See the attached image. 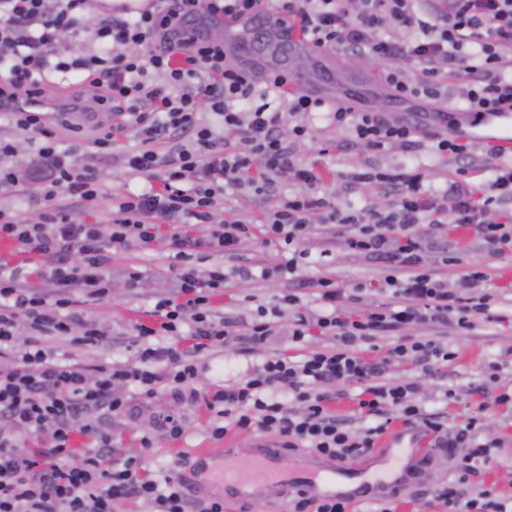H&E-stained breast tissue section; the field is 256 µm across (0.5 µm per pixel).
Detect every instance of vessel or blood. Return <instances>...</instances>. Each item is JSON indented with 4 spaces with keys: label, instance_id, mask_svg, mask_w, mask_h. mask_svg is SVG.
<instances>
[{
    "label": "vessel or blood",
    "instance_id": "1",
    "mask_svg": "<svg viewBox=\"0 0 512 512\" xmlns=\"http://www.w3.org/2000/svg\"><path fill=\"white\" fill-rule=\"evenodd\" d=\"M448 128L461 138L493 148L503 158H512V108L504 106L477 115L452 108ZM424 444V438L414 433L407 445L376 448L375 468L370 472L314 467L301 463L286 449L261 448L246 465L225 460L218 479L228 499L247 500L269 490L282 496L293 489L322 498L376 499L407 482L415 455Z\"/></svg>",
    "mask_w": 512,
    "mask_h": 512
}]
</instances>
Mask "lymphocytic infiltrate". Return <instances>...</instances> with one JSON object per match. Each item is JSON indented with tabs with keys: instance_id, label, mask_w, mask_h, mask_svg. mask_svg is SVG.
I'll use <instances>...</instances> for the list:
<instances>
[{
	"instance_id": "1",
	"label": "lymphocytic infiltrate",
	"mask_w": 512,
	"mask_h": 512,
	"mask_svg": "<svg viewBox=\"0 0 512 512\" xmlns=\"http://www.w3.org/2000/svg\"><path fill=\"white\" fill-rule=\"evenodd\" d=\"M90 0H0V112L33 146L26 169L12 165L16 146L0 139V186H40L42 220L32 224L18 212L0 209V241L7 240L40 264L28 270L0 261V512H112L119 500H144L154 512H224L215 498L196 506L189 487L147 475L136 458H117L113 419L130 415L122 395L135 386L140 397L167 390L175 400L203 402L212 419L208 431L221 440L229 432L270 433L277 447L308 448L344 460L372 453L392 424L421 427L434 447L447 452L454 478L433 490L442 512H512L507 498L471 486L493 448L483 439L489 405L511 404L512 393L478 400L456 424L446 412L427 411L417 381H393L389 367L412 362L428 368L455 354L431 333L446 327L462 333L490 321L492 295L483 269L471 267L448 284L442 266L459 264L449 251L445 217L465 228L490 255L512 251V169L486 159L490 178L481 198H473L463 177L472 155L466 145L422 125L415 118L356 111L343 101H327L294 86L287 72H260L233 62L223 40L210 37L201 21L241 18L277 20L310 49H338L384 61L380 80L400 101L439 100L448 75L462 79L465 108L491 111L512 104V0H150L128 15L105 11L87 24ZM402 31L387 37L383 28ZM77 40L62 54L60 37ZM77 73L82 100L112 115L86 151L80 141L59 143L39 113L22 104L51 74ZM327 108L334 128L344 130L340 151L371 152L389 146L410 148L427 139L433 151L457 165V179L437 194L424 187L421 168L398 172L369 169L354 182L370 184L390 200L388 208H343L309 194L322 180L313 167L295 162L292 140L282 132L283 115ZM238 135L224 142L202 112ZM134 134L137 151L125 155L129 175L145 177L141 193L113 199L106 224L83 223L75 209L96 208L102 199L96 164L116 136ZM301 192L279 196L265 223L267 237L291 248L285 266L263 268L271 279L295 271L305 258L301 245L313 225L331 228L352 252L377 264L380 285L393 291L391 303L349 313L362 286L345 290L326 278L293 279L271 305L238 322L219 316L212 298L232 279L249 275L225 266L254 235L253 225L229 217L213 223L228 191L239 188L263 196L281 180ZM171 220L176 297L159 298L147 321L134 327L138 362L91 367L57 357L46 343L76 338L88 347L109 344L96 322L78 310L80 290L93 300L111 291L110 251L133 246L154 250L161 226ZM209 227L205 242L219 263L207 272L196 266L199 245L187 227ZM317 291V306L302 302L303 290ZM293 320L288 334L303 342L311 330L330 346L298 362L274 352L234 383L198 391V354L239 341L244 355L266 345L284 311ZM30 336L17 343L19 324ZM422 328L408 336L409 328ZM395 337L384 358L365 359L359 344ZM362 388L357 411L364 425L352 429L336 414L334 386Z\"/></svg>"
}]
</instances>
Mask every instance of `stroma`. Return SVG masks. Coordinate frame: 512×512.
I'll return each instance as SVG.
<instances>
[{"label":"stroma","instance_id":"stroma-1","mask_svg":"<svg viewBox=\"0 0 512 512\" xmlns=\"http://www.w3.org/2000/svg\"><path fill=\"white\" fill-rule=\"evenodd\" d=\"M241 63L262 61L267 67L290 72L305 81L316 95L329 100L341 98L358 90L363 109L375 112H398L400 102L391 98L387 88L379 81V65L365 68L354 66L351 55L340 51L316 53L297 45L277 44L273 41L271 27L267 24H252L237 36ZM308 128L305 138L295 144L294 156L297 161L315 167L325 175L322 183L313 187L316 196L339 204H369L387 206L386 198L378 196L374 189L353 185L352 176L359 168L370 165L383 170L394 169L408 164H418L427 169L429 177L425 186L431 190L445 188L447 179L453 178L454 167L439 158L431 149L429 141H422L414 149L390 146L378 153H341L330 148V141L342 138V131L331 127L325 114L314 113L297 118L284 119L283 134L291 136L295 125ZM139 145L134 136L120 137L112 146V154L97 165V174L103 191L100 204L85 213V222H107L111 216L113 196L140 192L145 179L128 175L123 166V157ZM275 205L271 196L257 197L249 192L229 191L223 209L217 210L214 219L222 221L224 216L238 214L248 218L255 225H262L264 215ZM448 246L460 250L467 265L484 269L488 274L486 287L493 295L491 313L495 320L479 323L473 331L460 336L451 331L443 332L441 339L456 353L454 360L438 370L425 372L422 367L392 365L389 375L393 378L418 381L419 401L425 409L447 411L449 418H459L470 411L472 402L480 395L495 396L502 391H512V253L499 257L489 256L479 242L464 231L449 233ZM304 248L308 253L301 260L295 272L299 278H329L337 286L349 288L362 284L363 302L380 305L389 302L390 296L379 288L381 272L379 267L365 258L349 252L344 244L322 226H313L309 241ZM289 257L283 244L267 240L263 233L246 242L236 258L237 265L248 267L253 275L237 278L216 297L215 307L224 317L249 321L254 305L250 296H258L263 302H274L288 286L287 279L264 280L259 272L265 267L284 263ZM173 258L167 244H160L155 250L142 252L128 247L113 250L112 290L108 297L99 301H84L83 307L91 318L98 321L108 335L111 344L91 348L81 347L68 341H55L58 356L69 361L94 365L100 362H121L135 364L137 344L133 325L150 310L157 298L173 297L178 292V283L172 269ZM138 273V282H130V273ZM290 315H283L276 324L265 348L257 350L251 357L240 354L237 343L230 342L213 350L201 360V368L195 386L205 390L215 385H228L246 373L250 364L262 361L266 354L294 349L296 357L329 345L328 337L312 333L303 344H293L288 325ZM502 364L498 380L488 379L486 369L490 364ZM455 390V399L445 397L446 390ZM133 398L132 415L115 419L112 423V445L117 457H140L143 468L155 478H180L191 483L195 494L209 498L215 490L209 484L198 481L195 473L176 467L180 454H193L205 448L214 457L224 455L225 446L251 447L253 438L246 434L227 437L225 442L212 441L207 433L211 414L204 405H177L167 392H160L155 398H138L135 388H128ZM178 410L183 417L184 436L169 441L157 421L159 416ZM151 434L154 446L141 451L140 439ZM486 438L497 439L499 448L493 449L492 456L483 465L477 477L478 484L494 486L497 491L512 494V408L492 406L485 421ZM419 477L401 487L397 494L396 512H440L431 491L451 478L447 453L432 449L419 460Z\"/></svg>","mask_w":512,"mask_h":512}]
</instances>
